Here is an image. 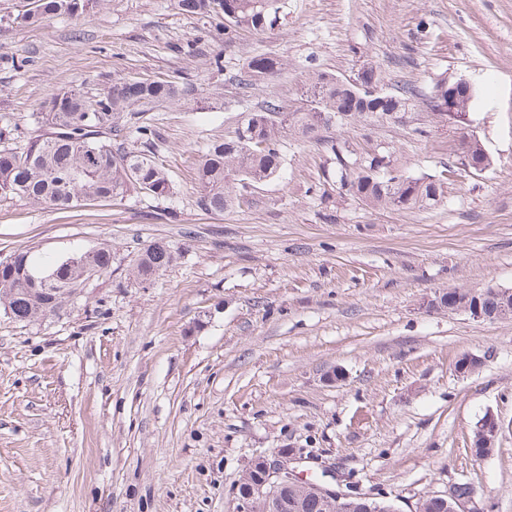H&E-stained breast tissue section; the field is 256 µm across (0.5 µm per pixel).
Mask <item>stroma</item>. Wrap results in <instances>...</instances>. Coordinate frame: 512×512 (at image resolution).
Returning a JSON list of instances; mask_svg holds the SVG:
<instances>
[{
    "mask_svg": "<svg viewBox=\"0 0 512 512\" xmlns=\"http://www.w3.org/2000/svg\"><path fill=\"white\" fill-rule=\"evenodd\" d=\"M272 29L223 27L176 0H105L93 12L22 26L26 0H0V125L19 142L56 89L94 97L118 80L165 78L203 101L150 112L165 200L131 194L52 212L0 199V258L58 257L110 243L112 267L55 316L0 311V512H236L248 463L307 449L366 496L416 512L455 483L485 512H512V318L431 307L452 288L512 289V0H284ZM285 69L248 90V57ZM415 87L390 122L282 131L280 177L243 188L215 214L199 203L205 145L233 136L268 99L302 106L306 73ZM479 92L469 134L484 172L463 166L457 126L433 110L437 81ZM348 160L392 152L404 175L444 176L425 210L371 209L341 183ZM177 260L150 283L138 251ZM480 361L462 375V356ZM339 381H329L332 372ZM494 415V451L472 456ZM174 259V252L167 244L154 241L139 251L135 261V277L140 281H149L159 271L167 268Z\"/></svg>",
    "mask_w": 512,
    "mask_h": 512,
    "instance_id": "stroma-1",
    "label": "stroma"
}]
</instances>
